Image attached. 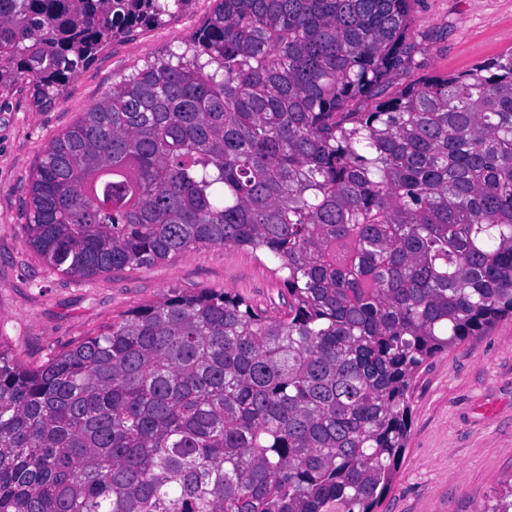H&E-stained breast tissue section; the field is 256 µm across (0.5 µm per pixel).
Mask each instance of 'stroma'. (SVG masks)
Instances as JSON below:
<instances>
[{"label":"stroma","mask_w":512,"mask_h":512,"mask_svg":"<svg viewBox=\"0 0 512 512\" xmlns=\"http://www.w3.org/2000/svg\"><path fill=\"white\" fill-rule=\"evenodd\" d=\"M215 0H190L161 23L112 41L51 107L25 83L0 90V350L34 367L171 289L226 290L272 316L285 312L269 262L232 246L193 250L152 266L76 281L29 246L28 188L46 146L147 63L191 47ZM405 44L412 63L394 94L427 75L458 73L512 50V0H413ZM412 424L379 512H482L512 480V318L437 354L411 394Z\"/></svg>","instance_id":"obj_1"}]
</instances>
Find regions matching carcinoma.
I'll use <instances>...</instances> for the list:
<instances>
[{"label":"carcinoma","instance_id":"obj_1","mask_svg":"<svg viewBox=\"0 0 512 512\" xmlns=\"http://www.w3.org/2000/svg\"><path fill=\"white\" fill-rule=\"evenodd\" d=\"M411 2L217 0L49 142L54 270L233 246L288 311L173 289L36 368L0 352V512H377L420 367L512 317V51L386 97ZM188 3L0 0V88L48 107Z\"/></svg>","mask_w":512,"mask_h":512}]
</instances>
